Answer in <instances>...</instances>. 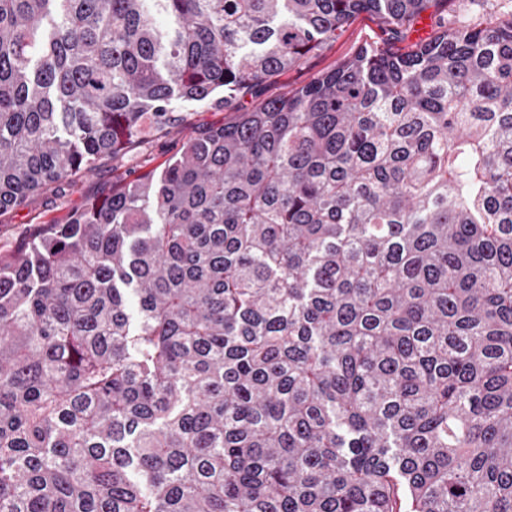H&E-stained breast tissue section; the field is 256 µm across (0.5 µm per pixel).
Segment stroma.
<instances>
[{"label": "stroma", "mask_w": 512, "mask_h": 512, "mask_svg": "<svg viewBox=\"0 0 512 512\" xmlns=\"http://www.w3.org/2000/svg\"><path fill=\"white\" fill-rule=\"evenodd\" d=\"M510 19L512 0H439L420 18L398 29L388 26L376 16L359 14L337 32L335 39L304 58L287 74L265 82L257 95L245 96L224 108L204 103L174 102L172 110L179 114V121L154 137L131 145L124 154L102 159L91 173L33 194L24 205L1 215L0 256L13 255L39 225L65 223L73 210L105 190L157 168L180 147L190 132L224 124L232 120L236 112L309 84L321 73L359 53L367 50L410 53L419 42L443 29L477 28Z\"/></svg>", "instance_id": "obj_1"}]
</instances>
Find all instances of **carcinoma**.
Here are the masks:
<instances>
[{"instance_id": "obj_1", "label": "carcinoma", "mask_w": 512, "mask_h": 512, "mask_svg": "<svg viewBox=\"0 0 512 512\" xmlns=\"http://www.w3.org/2000/svg\"><path fill=\"white\" fill-rule=\"evenodd\" d=\"M437 0H0V214ZM0 512H512V20L363 52L0 257Z\"/></svg>"}]
</instances>
